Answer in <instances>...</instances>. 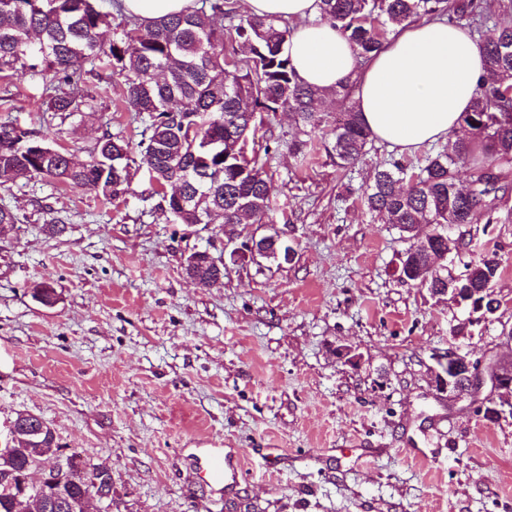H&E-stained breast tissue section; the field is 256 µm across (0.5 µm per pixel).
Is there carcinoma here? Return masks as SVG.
<instances>
[{
    "label": "carcinoma",
    "instance_id": "cac0c4a2",
    "mask_svg": "<svg viewBox=\"0 0 512 512\" xmlns=\"http://www.w3.org/2000/svg\"><path fill=\"white\" fill-rule=\"evenodd\" d=\"M491 14L492 5L480 0H320L321 19L363 57L378 51L397 27L422 17H467L481 26ZM124 20V38L106 40L112 12L97 0H0V74L47 73L43 95L49 111L63 118L92 108L93 96L81 86L85 66L122 75L126 109L148 116L140 165L152 181L181 187V198L163 196L176 223H272L273 184L265 162L256 154L247 157L244 149L268 112L282 108L294 116L304 138L289 150L302 165L322 148L340 168L367 153L371 133L349 103L350 88L331 90L344 102L331 115L316 107L326 91L298 81L284 50L286 22L242 14L235 0H197L188 12ZM478 45L495 79L480 86L463 116L469 137L448 141L417 168L398 162L376 167L364 200L370 212L386 215L413 239L400 258V275L434 294L450 284L462 288L474 309L490 312L493 259L466 264L457 278L434 266L435 256L459 249L460 239L450 236L456 226L483 214L494 222L496 193L504 189L498 182L512 173V27L484 28ZM328 127L329 144L317 136ZM133 162L129 144L107 131L90 159L75 163L34 132L0 122V187L28 174L117 200L130 191ZM466 164L472 165L474 184L468 192L458 186ZM428 224L432 231L421 233ZM58 450L47 425L35 443L20 432L15 445L0 448V472L11 469L19 476L35 457ZM95 479L101 475L89 472L66 481V512H83L79 485Z\"/></svg>",
    "mask_w": 512,
    "mask_h": 512
}]
</instances>
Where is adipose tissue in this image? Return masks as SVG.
Segmentation results:
<instances>
[{"label":"adipose tissue","instance_id":"1","mask_svg":"<svg viewBox=\"0 0 512 512\" xmlns=\"http://www.w3.org/2000/svg\"><path fill=\"white\" fill-rule=\"evenodd\" d=\"M252 14L294 19L286 47L300 82L353 88L373 138L400 153L448 139L461 128L480 83L488 81L470 29L445 20L419 22L360 63L344 35L320 18L319 0H248Z\"/></svg>","mask_w":512,"mask_h":512}]
</instances>
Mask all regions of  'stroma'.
Here are the masks:
<instances>
[{
  "label": "stroma",
  "instance_id": "obj_1",
  "mask_svg": "<svg viewBox=\"0 0 512 512\" xmlns=\"http://www.w3.org/2000/svg\"><path fill=\"white\" fill-rule=\"evenodd\" d=\"M45 81L0 79L12 97L0 122L77 162L105 132L139 157L147 118L126 111L120 76H87L92 110L64 119L47 112ZM298 135L281 110L245 147L269 153L265 226L174 223L138 167L112 202L30 176L0 188L20 218L0 234V430L28 412L64 451L111 467L112 512H512V414L486 418L489 388L455 399L431 383L452 344L512 361V183L499 223L462 228L457 265L499 264V305L471 326L449 297L400 278L410 242L364 204L379 164H416L428 148L374 141L352 167L325 153L302 167L288 150ZM276 230L291 263H230L211 286L184 272L194 251L220 258ZM43 285L54 304L37 299ZM206 448L246 452L235 494L199 483Z\"/></svg>",
  "mask_w": 512,
  "mask_h": 512
}]
</instances>
